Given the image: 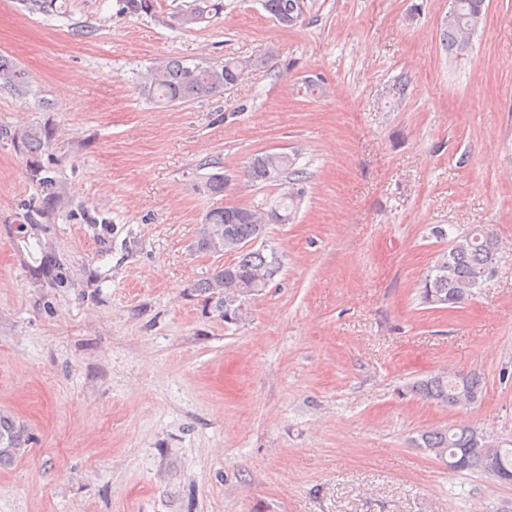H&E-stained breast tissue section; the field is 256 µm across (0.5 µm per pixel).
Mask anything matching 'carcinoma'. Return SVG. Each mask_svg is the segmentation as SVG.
<instances>
[{
  "label": "carcinoma",
  "mask_w": 512,
  "mask_h": 512,
  "mask_svg": "<svg viewBox=\"0 0 512 512\" xmlns=\"http://www.w3.org/2000/svg\"><path fill=\"white\" fill-rule=\"evenodd\" d=\"M300 5V0H264V7L278 22L285 14ZM224 9L222 0H196L193 7L180 14L178 21L184 27L209 23ZM296 11V10H294ZM302 10L296 11L301 18ZM485 15V0H451L443 23L442 37L448 52L456 57L464 55L470 40ZM245 66L227 60L221 66L185 65L171 60L149 71L141 90L148 98L165 103H187L224 92V87L235 84ZM25 73L10 58L0 55V87L22 90ZM18 150L32 158L29 169L39 178L41 198L27 205L20 228L35 227L58 209L66 192L50 176L41 175V167L34 160L49 147L52 133L49 129L32 128L11 137ZM295 160L286 153H264L252 158L243 174L252 182L269 183L288 178V191L273 204L239 205L228 203L210 210L201 224L196 248L203 252L230 254L228 267L215 269L212 277L200 284L198 291L217 296L224 321L239 322L246 317V302L262 291L282 268V259L274 249L261 247L245 249V242L265 233L269 224H287L292 220L302 199L297 188L303 172L294 168ZM497 240L488 228H475L451 247L438 254L421 287V299L428 305L456 309L466 304L474 290L495 270ZM484 390L481 373H437L413 382L408 391L416 397L448 409L459 408L478 401ZM480 431L470 425H453L427 429L412 440V446L426 453L434 448L445 452L454 471H480L502 483H512V448H497L486 444L483 452H474L475 438ZM28 442L25 430L8 419L0 417V467L13 464L22 457Z\"/></svg>",
  "instance_id": "cac0c4a2"
}]
</instances>
